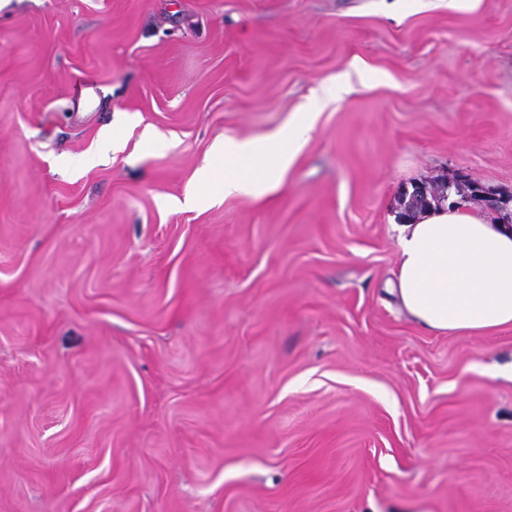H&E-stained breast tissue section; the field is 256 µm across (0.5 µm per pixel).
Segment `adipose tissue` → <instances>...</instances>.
I'll return each instance as SVG.
<instances>
[{"label": "adipose tissue", "instance_id": "adipose-tissue-1", "mask_svg": "<svg viewBox=\"0 0 512 512\" xmlns=\"http://www.w3.org/2000/svg\"><path fill=\"white\" fill-rule=\"evenodd\" d=\"M307 118L262 140L215 143L202 172L225 195L278 189L306 144ZM393 287L409 316L437 334L489 336L512 327V229L469 203L436 207L398 224Z\"/></svg>", "mask_w": 512, "mask_h": 512}]
</instances>
